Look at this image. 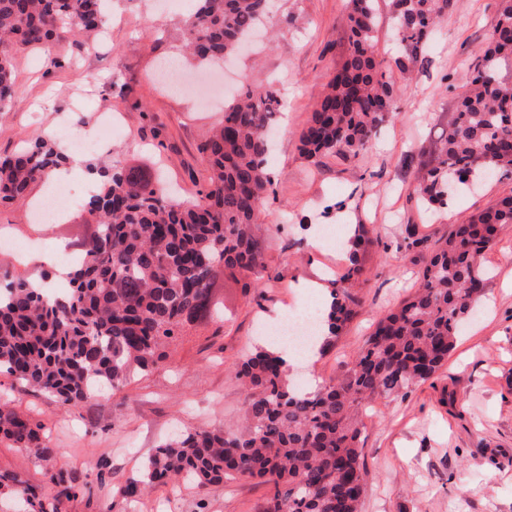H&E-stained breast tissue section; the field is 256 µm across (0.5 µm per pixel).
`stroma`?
<instances>
[{"label": "stroma", "instance_id": "1", "mask_svg": "<svg viewBox=\"0 0 512 512\" xmlns=\"http://www.w3.org/2000/svg\"><path fill=\"white\" fill-rule=\"evenodd\" d=\"M501 0H456L433 32L412 80L391 71L399 117L359 155L321 164L299 151V136L327 91L348 47L347 0H272L275 39L259 35L224 63L235 85L275 83L283 115L271 147L275 176L254 232L266 269L246 289L222 275L217 293L228 310L224 324L186 327L163 350L158 365L121 390L94 392L77 406L26 388L0 373V400L42 427L51 458L0 442V474L15 477L0 493L11 512L17 489L34 486L53 496L49 471L62 469L90 494L64 502L61 512H264L270 488L237 478L218 486L182 482L127 501L117 490L166 438L196 427L240 422L244 388L232 366L246 350L271 346L257 335L259 319L309 304L304 290L316 274L333 277L345 251L312 243V230L341 225L345 216L375 228L383 242L364 255L368 281L363 307L334 347L307 372L338 379L374 328L418 286L422 260L402 250L408 233L437 241L489 202L512 193V176L469 179L447 205L429 209L415 192L423 150L439 146L462 91L464 67L492 31ZM183 0H107V31L96 45L65 41L53 55H15V94L0 112V156L39 138L70 150L74 138L94 137L107 113L120 128L106 150L87 161L118 155L126 168L175 185L179 199L195 200L208 172L199 146L224 119L222 105L206 106V75L179 56L176 21ZM180 58L185 84L163 87L161 62ZM63 229L37 224L28 203L0 207V237L37 241L56 250ZM486 289L462 321L448 363L431 384L378 399L363 415L366 496L362 512H512V228L488 251Z\"/></svg>", "mask_w": 512, "mask_h": 512}]
</instances>
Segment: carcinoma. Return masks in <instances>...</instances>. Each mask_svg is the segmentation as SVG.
I'll use <instances>...</instances> for the list:
<instances>
[{
  "instance_id": "obj_1",
  "label": "carcinoma",
  "mask_w": 512,
  "mask_h": 512,
  "mask_svg": "<svg viewBox=\"0 0 512 512\" xmlns=\"http://www.w3.org/2000/svg\"><path fill=\"white\" fill-rule=\"evenodd\" d=\"M375 0H349L345 60L300 134L301 154L313 163L366 150L382 126L398 118L394 88L375 52ZM455 0H392L399 54L393 63L409 77L424 59L428 36ZM267 0H193L178 20L181 48L199 62L234 54L264 18ZM103 26V0H0V111L15 86L13 53L48 50L65 34L82 41ZM512 0H505L477 63L468 65L465 93L441 139L419 170V195L445 205L452 181L475 170L512 174V84L497 80L495 65L512 57ZM281 108L273 84L241 88L224 122L200 146L209 176L199 198L172 200L158 182L126 170L117 158L89 166L96 185L83 200L92 234L78 243L65 297L34 286L41 271L0 286V371L64 404H77L92 386L119 391L162 358L165 343L185 326L216 313L215 286L228 271L258 281L265 269L252 233L271 178L266 128ZM67 156L47 140L0 158V206L27 197ZM512 226V194L488 204L447 237L428 244L410 234L406 248L422 254L415 292L383 316L354 356L347 375L312 393L296 389L283 358L258 348L237 362L234 376L248 392L236 429L192 428L155 449L142 470L119 489L138 498L180 477L201 486L236 476L272 487L265 512H361L366 468L361 405L407 393L438 377L458 326L484 288L482 261L498 232ZM380 240L357 224L348 240V265L334 283L323 315L327 329L318 353L331 347L362 307L353 291L364 274L360 253ZM41 426L0 406V438L42 458L54 449ZM50 501L35 487L21 491L36 512H60L81 488L63 470L49 473Z\"/></svg>"
}]
</instances>
